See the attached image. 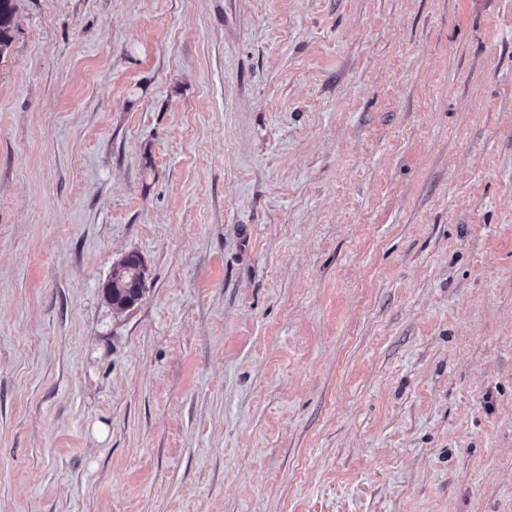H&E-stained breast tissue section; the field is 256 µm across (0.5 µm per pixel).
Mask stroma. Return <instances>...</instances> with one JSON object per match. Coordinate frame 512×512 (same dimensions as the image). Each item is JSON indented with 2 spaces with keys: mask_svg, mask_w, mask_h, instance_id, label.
<instances>
[{
  "mask_svg": "<svg viewBox=\"0 0 512 512\" xmlns=\"http://www.w3.org/2000/svg\"><path fill=\"white\" fill-rule=\"evenodd\" d=\"M15 4L0 512H512V0ZM146 266L142 257L129 253L112 268V308L125 309L131 302L141 299L144 292ZM127 309V308H126Z\"/></svg>",
  "mask_w": 512,
  "mask_h": 512,
  "instance_id": "obj_1",
  "label": "stroma"
}]
</instances>
